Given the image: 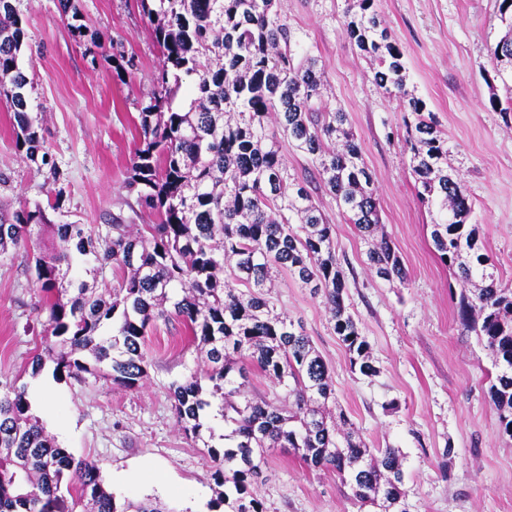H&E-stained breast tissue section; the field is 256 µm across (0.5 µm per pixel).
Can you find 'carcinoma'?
Here are the masks:
<instances>
[{
	"label": "carcinoma",
	"instance_id": "carcinoma-1",
	"mask_svg": "<svg viewBox=\"0 0 512 512\" xmlns=\"http://www.w3.org/2000/svg\"><path fill=\"white\" fill-rule=\"evenodd\" d=\"M162 51L158 90L139 112L140 144L125 189L157 216L148 235L125 224L93 238L83 224H53L39 205L0 211V252L26 243L34 228L52 230L56 245L34 257L35 283L49 315L46 335L52 376L62 379L107 367L112 383L136 389L147 376L141 342L160 318L183 319L204 350L207 368L170 386L183 431L196 440L214 431L203 417L218 401L224 448L204 442L215 463L224 512H264L251 486L272 448L300 454L314 469L336 472L352 496L379 512L402 508L403 470L396 448H369L349 428L328 422L327 366L301 322L277 313L268 293L274 273L286 271L320 296L351 364L375 372L358 322L344 302L347 275L328 224L291 172L279 138L305 154L326 191L361 236L380 224L372 174L347 128L348 112L321 100L320 60L299 52L275 0H140ZM505 35L490 50L512 68V0H500ZM345 31L370 59L375 82L405 93L406 65L390 41L375 0H348ZM25 22L14 0H0V93L14 113L23 159L58 175L30 110L23 63ZM194 80L183 88V77ZM411 169L422 202L437 207L431 241L440 261L457 268L463 289L457 316L477 336L498 373L489 396L500 426L512 437V288L490 269L478 227L468 223L472 202L448 170V146L424 102H406ZM376 275L405 283L391 242L369 251ZM94 262L128 270L112 290L80 284L69 296L73 264ZM282 386V399L249 397L250 368ZM163 512L119 505L99 469L75 459L30 414L24 387L0 388V512Z\"/></svg>",
	"mask_w": 512,
	"mask_h": 512
}]
</instances>
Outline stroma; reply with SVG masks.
<instances>
[{
    "instance_id": "stroma-1",
    "label": "stroma",
    "mask_w": 512,
    "mask_h": 512,
    "mask_svg": "<svg viewBox=\"0 0 512 512\" xmlns=\"http://www.w3.org/2000/svg\"><path fill=\"white\" fill-rule=\"evenodd\" d=\"M86 36L75 39L58 0H16L26 19L29 94L42 114L44 144L61 173L23 160L12 112L0 96V208L47 205L56 224H84L106 235L115 224H150L123 187L139 143L138 113L152 92L161 55L139 0H77ZM500 0H380L392 42L403 52L406 89L424 100L448 142V165L473 202L486 253L503 286L512 288V120L494 106L506 91L490 49L505 32ZM302 50L323 69V99L340 105L369 167L383 230L408 274L388 282L370 269L369 245L333 197L317 186L308 158L282 146L291 172L312 180L313 196L334 228L336 253L347 260L345 303L358 321L375 371L354 368L322 298L287 273L275 278L277 311L301 320L325 361L335 398L372 448L404 456L406 512H512V436L503 433L488 396L491 358L457 318L462 285L440 263L430 240L435 210L420 203L405 144L408 116L400 95L373 80L368 59L345 31L347 0H277ZM124 55L123 73L111 57ZM25 247L0 254V383L56 394L48 409L31 407L60 447L97 464L116 502H160L168 512H202L216 497L214 464L202 441L182 430L170 395L173 382L204 367L179 320L157 321L142 348L147 376L138 389L112 384L102 371L54 381L32 375L43 352L48 311L40 301ZM253 489L265 512H367L335 472L307 467L293 452L271 449Z\"/></svg>"
}]
</instances>
